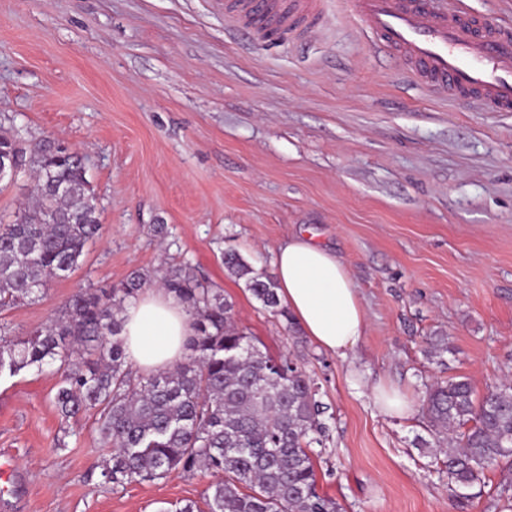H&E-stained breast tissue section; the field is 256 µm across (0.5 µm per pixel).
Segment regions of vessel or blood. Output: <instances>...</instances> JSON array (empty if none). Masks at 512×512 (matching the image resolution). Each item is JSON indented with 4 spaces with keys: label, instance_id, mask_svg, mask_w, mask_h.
<instances>
[{
    "label": "vessel or blood",
    "instance_id": "b4317fda",
    "mask_svg": "<svg viewBox=\"0 0 512 512\" xmlns=\"http://www.w3.org/2000/svg\"><path fill=\"white\" fill-rule=\"evenodd\" d=\"M352 7L373 44L392 51L440 99L512 112V27L427 0H352ZM224 15L254 37L273 31L286 40L313 32L323 19L321 0H224Z\"/></svg>",
    "mask_w": 512,
    "mask_h": 512
}]
</instances>
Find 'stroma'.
Instances as JSON below:
<instances>
[{
  "label": "stroma",
  "instance_id": "1",
  "mask_svg": "<svg viewBox=\"0 0 512 512\" xmlns=\"http://www.w3.org/2000/svg\"><path fill=\"white\" fill-rule=\"evenodd\" d=\"M324 9L312 36L250 41L224 0H0V127L80 151L103 225L74 272L0 311V327L27 337L78 289L190 263L263 353L318 383V488L344 512H512V468L451 486L422 412L427 384L467 378L481 394L512 380V112L438 99L371 50L351 0ZM303 232L358 289L366 328L347 355L288 328L224 267L235 251L275 278L278 247ZM429 336L447 337L442 358ZM59 381L0 374L14 474L0 512L204 506L207 472L103 483L98 414L62 420ZM380 383L408 416L380 412Z\"/></svg>",
  "mask_w": 512,
  "mask_h": 512
}]
</instances>
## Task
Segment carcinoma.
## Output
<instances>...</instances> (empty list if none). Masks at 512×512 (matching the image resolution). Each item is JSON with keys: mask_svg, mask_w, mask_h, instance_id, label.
<instances>
[{"mask_svg": "<svg viewBox=\"0 0 512 512\" xmlns=\"http://www.w3.org/2000/svg\"><path fill=\"white\" fill-rule=\"evenodd\" d=\"M19 171L35 176L31 200L0 224V309L46 290L82 262L100 234L97 197L82 158L44 137L0 133ZM224 266L263 309L291 320L275 282L235 252ZM134 272L109 288H81L62 313L30 336L0 335V374L54 367L62 380L55 405L65 418L94 409L112 447L106 483L155 481L198 467L216 480L207 512H342L319 492L311 456L326 433L318 387L292 359L263 353L238 327L232 304L185 262L169 266L160 286L184 305L193 336L184 361L147 377L128 365L121 337L126 303L149 285ZM423 412L443 454L448 481L466 488L512 457V382L476 398L470 382L426 387Z\"/></svg>", "mask_w": 512, "mask_h": 512, "instance_id": "cac0c4a2", "label": "carcinoma"}]
</instances>
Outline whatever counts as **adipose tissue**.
I'll return each instance as SVG.
<instances>
[{"mask_svg":"<svg viewBox=\"0 0 512 512\" xmlns=\"http://www.w3.org/2000/svg\"><path fill=\"white\" fill-rule=\"evenodd\" d=\"M277 293L305 336L323 350L346 354L363 336L365 314L345 265L313 237L298 234L275 258ZM129 359L145 373L179 362L191 334L185 306L161 288L130 300L122 314Z\"/></svg>","mask_w":512,"mask_h":512,"instance_id":"ef3b65f1","label":"adipose tissue"}]
</instances>
